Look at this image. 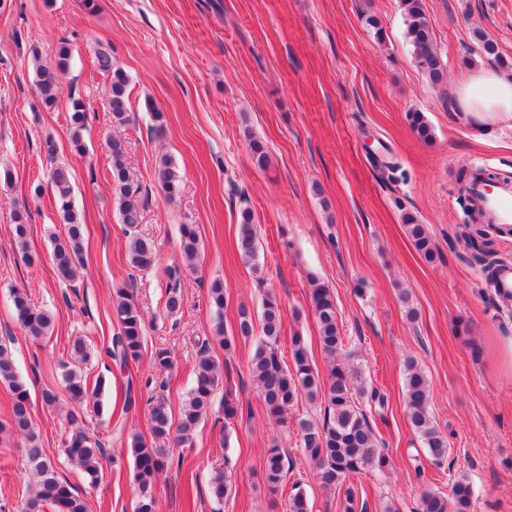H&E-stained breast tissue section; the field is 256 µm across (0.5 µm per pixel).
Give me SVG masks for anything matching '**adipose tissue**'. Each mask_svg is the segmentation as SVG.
Wrapping results in <instances>:
<instances>
[{"mask_svg":"<svg viewBox=\"0 0 512 512\" xmlns=\"http://www.w3.org/2000/svg\"><path fill=\"white\" fill-rule=\"evenodd\" d=\"M452 107L478 123L512 118V76L491 68L476 70L457 93Z\"/></svg>","mask_w":512,"mask_h":512,"instance_id":"adipose-tissue-1","label":"adipose tissue"}]
</instances>
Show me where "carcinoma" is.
<instances>
[{"mask_svg":"<svg viewBox=\"0 0 512 512\" xmlns=\"http://www.w3.org/2000/svg\"><path fill=\"white\" fill-rule=\"evenodd\" d=\"M406 26V37L413 47L414 61L419 71L434 85L444 80V67L433 45V33L424 11L423 0H400ZM478 55L500 67H511L499 52L497 43L483 30L474 31ZM36 62L37 92L42 104L50 108L57 101L59 84L70 66L69 48L62 44L55 59L49 64L40 61L37 49H32ZM98 69L107 76L106 104L112 112V120L122 125L129 120L128 79L123 69L114 64L112 54L100 51L96 56ZM407 119L417 137L425 142L432 138L431 126L424 113L408 112ZM70 135L72 150L86 153L83 131L86 128L87 109L80 99L71 102ZM112 157V178L120 200L121 222L124 232L130 236V261L135 268L154 264V244L135 232L140 223L141 204L138 200L139 185L128 168L122 143L112 140L109 145ZM156 180L166 200L171 201L179 191V177L171 162L163 157L155 173ZM52 181L58 210L66 224L64 238L55 239L53 263L58 276L68 282L77 277L84 265L85 247L83 224L74 210L73 187L69 167L63 163L54 166ZM30 214L26 209L13 213L14 231L20 249H25ZM406 231L415 249L425 258L436 256L435 245L424 225L411 214L404 217ZM238 250L247 263L258 268L257 234L252 212L240 210ZM179 251L182 262L166 269L167 281L165 309L174 316L180 309V279L182 269L197 266L200 243L196 228L191 224L180 226ZM310 299L319 327V343L329 360L328 378H323L311 363L305 340L300 335L291 339L290 357L293 367H288L278 352V342L283 324L280 300L265 296L262 305L261 339L256 346L250 364V375L270 419L279 426L288 424V411L302 396L314 401L325 399L326 419L317 423L309 419L297 422V442L305 456L318 469L323 487L342 491V512H365L366 504H358L355 481L370 472H384L390 465L389 456L379 447L367 415L359 408V399L370 395L379 408H385L386 397L377 391L367 392L361 373L347 364L350 353L344 351V340L338 323L336 304L331 290L318 279H311ZM112 305L117 317V332L111 337L105 353L119 367L125 379V398L122 413L136 407L138 393L157 386L158 378L171 369L172 360L165 349L154 351L151 358L150 376L135 375L131 366L140 364L145 350L146 329L142 313L133 302L128 289H115ZM13 307L18 322L35 338L52 333L51 314L36 307L28 295L13 293ZM71 356L75 366L65 371V391L68 398L80 406L92 404L100 409L105 381L98 379L91 385L85 379L81 365L90 357L85 340L76 337L71 342ZM195 385L189 393L177 429L167 402L152 396L147 403L150 413L152 442L137 433L131 435L132 479L140 490L136 512H155L153 487L157 475L168 465L169 449L166 443L174 440L185 444L190 432L206 416L211 408L213 395L221 377L220 364L206 347L199 351L195 368ZM0 383L12 393L9 428L0 427V433H16L26 441V457L29 465L30 486L21 512H89L86 500L74 488L58 476L54 462L39 448L32 427L30 391L19 380L11 347L0 342ZM431 385L424 372L412 361L406 364L404 398L410 422L416 434L433 458L442 460L448 456V442L434 425L429 412ZM67 458L77 463L94 484L99 479L100 461L106 454L102 442L90 437L86 431L76 428L65 439ZM288 467L278 448L268 450L265 461V480L270 491H276L286 479ZM233 491L231 477L217 469L210 478V493L219 502L229 498ZM473 497L470 480L462 475L455 479L450 493L426 491L421 495L418 512H468ZM288 512H309L306 493L298 484L288 496Z\"/></svg>","mask_w":512,"mask_h":512,"instance_id":"1","label":"carcinoma"}]
</instances>
